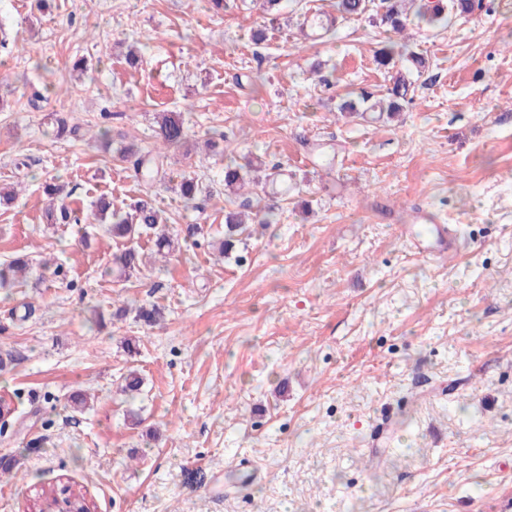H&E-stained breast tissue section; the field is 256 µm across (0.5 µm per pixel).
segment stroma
Listing matches in <instances>:
<instances>
[{
	"mask_svg": "<svg viewBox=\"0 0 512 512\" xmlns=\"http://www.w3.org/2000/svg\"><path fill=\"white\" fill-rule=\"evenodd\" d=\"M332 3L0 0V188L18 192L0 265L30 260L0 290V512L67 481L96 512H512V0L303 38L300 14ZM390 39L425 67L378 66ZM399 71L414 93L394 119L338 112ZM162 112L189 133L148 186L97 130L145 148ZM59 113L76 134L56 138ZM212 129L288 188L224 256L223 195L198 211L177 192L222 173ZM49 184L86 213L155 200L180 248L164 262L142 237L141 272L111 274L121 241L48 223ZM418 208L455 252H410ZM152 304L159 323L136 318Z\"/></svg>",
	"mask_w": 512,
	"mask_h": 512,
	"instance_id": "obj_1",
	"label": "stroma"
}]
</instances>
